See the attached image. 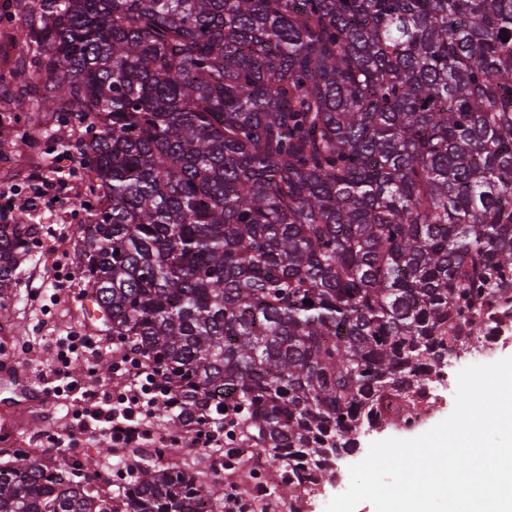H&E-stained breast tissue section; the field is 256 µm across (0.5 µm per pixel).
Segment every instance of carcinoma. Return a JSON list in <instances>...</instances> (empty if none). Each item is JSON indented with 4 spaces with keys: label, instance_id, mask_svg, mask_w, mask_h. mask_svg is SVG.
<instances>
[{
    "label": "carcinoma",
    "instance_id": "obj_1",
    "mask_svg": "<svg viewBox=\"0 0 512 512\" xmlns=\"http://www.w3.org/2000/svg\"><path fill=\"white\" fill-rule=\"evenodd\" d=\"M35 111L108 205L76 265L112 341L302 496L414 427L462 336L512 320V0H33ZM39 233L0 220V290ZM310 300L313 305L304 304ZM124 512H215L142 468ZM0 512H118L18 453Z\"/></svg>",
    "mask_w": 512,
    "mask_h": 512
}]
</instances>
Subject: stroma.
Listing matches in <instances>:
<instances>
[{"instance_id": "1", "label": "stroma", "mask_w": 512, "mask_h": 512, "mask_svg": "<svg viewBox=\"0 0 512 512\" xmlns=\"http://www.w3.org/2000/svg\"><path fill=\"white\" fill-rule=\"evenodd\" d=\"M0 43L12 46L11 53H0V195L21 201L32 178L43 175L54 179L58 196L55 207L32 214L31 223L39 227L38 241L19 269L10 300L0 301V329L10 331L9 336H0V360H11L39 382L54 366L49 346L55 337L74 332L96 336L100 339L97 357L76 361L69 371L78 378L81 389H89L95 379L108 387L118 354L102 318L88 311L89 290L74 259L77 227L89 223L91 213L73 207L72 201L79 197L90 202L94 196L82 162L59 173L53 159L44 155L47 140L70 138L72 129L53 123L36 126L29 119L32 71L18 68L17 63L31 60L33 51L26 40L19 0H0ZM23 134L27 135L28 144L23 150H15L14 143ZM61 282L67 288L59 300H52L53 290ZM454 406L455 393L447 389L432 401L415 431L388 426L362 434L356 453L338 460L339 471L348 473L350 465L366 456L372 442L427 432L447 418ZM72 410L73 399L66 395L52 396L44 408H16L11 390L0 384V462L18 451L45 453L47 435H71L76 445L63 450V459L86 464L93 490L118 496L125 484L122 473L126 457L101 454L100 442L82 433L72 434ZM177 456L180 461L207 471L210 480L224 485L232 481L244 490L264 484L268 475L261 464L253 465L251 476L234 474L225 469L223 452L211 448L189 445Z\"/></svg>"}]
</instances>
